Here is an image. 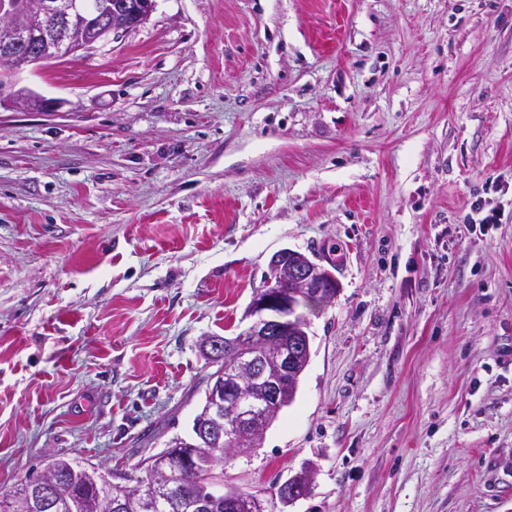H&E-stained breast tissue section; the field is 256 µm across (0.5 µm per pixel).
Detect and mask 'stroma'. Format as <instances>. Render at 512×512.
<instances>
[{"mask_svg": "<svg viewBox=\"0 0 512 512\" xmlns=\"http://www.w3.org/2000/svg\"><path fill=\"white\" fill-rule=\"evenodd\" d=\"M0 110V491L192 436L274 253L336 265L224 482L288 512H512V0H155ZM54 461L56 469L59 471V476L75 485H84L91 481L90 476L84 470V463L74 459H67L64 457L51 456ZM312 475L313 470L312 467L306 466L305 469L291 477L287 483H284L280 487L277 486V483L273 485V489L277 488L275 491L270 492L269 497H263L261 491L249 492L250 494L259 496L265 499L268 502L269 508L266 512H278L276 509V501L278 497V502L282 506L280 508V512H287L283 510V508H288V506L294 504L299 499L306 497L309 494V491L312 487ZM279 491V494H278Z\"/></svg>", "mask_w": 512, "mask_h": 512, "instance_id": "35a3bbf8", "label": "stroma"}]
</instances>
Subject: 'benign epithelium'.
I'll list each match as a JSON object with an SVG mask.
<instances>
[{
    "label": "benign epithelium",
    "instance_id": "7a95c632",
    "mask_svg": "<svg viewBox=\"0 0 512 512\" xmlns=\"http://www.w3.org/2000/svg\"><path fill=\"white\" fill-rule=\"evenodd\" d=\"M152 10V0H116L97 17L82 0H0V62L15 70L62 53L77 56L144 23ZM338 288L330 269L299 251L281 249L270 259L267 285L252 297L248 327L236 336L205 338L208 357L224 359V368L210 381L208 399L212 407H224V417L215 423L234 428L224 435L226 444L260 441L282 409L283 392L298 386L310 362L308 322L299 307L324 305ZM312 475L307 466L280 487V512L309 494ZM256 508L247 493L224 492V512Z\"/></svg>",
    "mask_w": 512,
    "mask_h": 512
}]
</instances>
